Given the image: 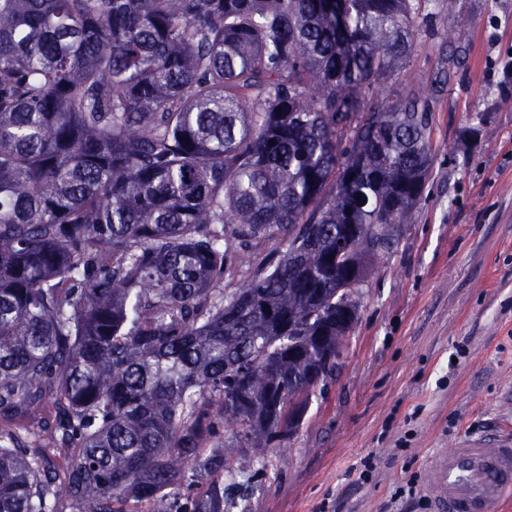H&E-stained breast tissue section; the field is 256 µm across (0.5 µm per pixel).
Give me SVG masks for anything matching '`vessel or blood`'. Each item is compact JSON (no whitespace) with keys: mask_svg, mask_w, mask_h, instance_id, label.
Instances as JSON below:
<instances>
[{"mask_svg":"<svg viewBox=\"0 0 512 512\" xmlns=\"http://www.w3.org/2000/svg\"><path fill=\"white\" fill-rule=\"evenodd\" d=\"M435 512H489L512 494V441L473 440L438 453L426 480Z\"/></svg>","mask_w":512,"mask_h":512,"instance_id":"obj_1","label":"vessel or blood"}]
</instances>
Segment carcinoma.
<instances>
[{
  "instance_id": "carcinoma-1",
  "label": "carcinoma",
  "mask_w": 512,
  "mask_h": 512,
  "mask_svg": "<svg viewBox=\"0 0 512 512\" xmlns=\"http://www.w3.org/2000/svg\"><path fill=\"white\" fill-rule=\"evenodd\" d=\"M421 2L0 0V512H224L292 436L430 176ZM287 245L285 242L280 240H271L258 242L253 246V265L249 270L246 268L235 275L234 278L224 276V285L221 284L220 288H224V292L229 293L235 288L240 287L250 276L251 272L255 269L261 268L265 265L270 255H275L278 259L282 256L283 252L286 251Z\"/></svg>"
}]
</instances>
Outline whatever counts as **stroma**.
I'll list each match as a JSON object with an SVG mask.
<instances>
[{
	"mask_svg": "<svg viewBox=\"0 0 512 512\" xmlns=\"http://www.w3.org/2000/svg\"><path fill=\"white\" fill-rule=\"evenodd\" d=\"M423 13L383 89L427 103L423 198L373 261L342 367L311 392L301 426L229 459L225 512H432L436 454L512 435V78L497 65L512 52V0H425ZM461 18L470 40L457 49ZM447 70L450 83H427Z\"/></svg>",
	"mask_w": 512,
	"mask_h": 512,
	"instance_id": "1",
	"label": "stroma"
}]
</instances>
